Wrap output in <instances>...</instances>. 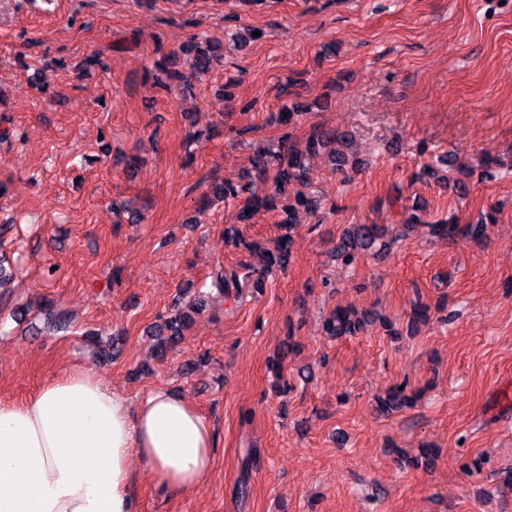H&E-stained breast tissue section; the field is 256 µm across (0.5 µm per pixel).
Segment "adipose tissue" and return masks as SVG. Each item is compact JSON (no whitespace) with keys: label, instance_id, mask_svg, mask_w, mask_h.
<instances>
[{"label":"adipose tissue","instance_id":"1","mask_svg":"<svg viewBox=\"0 0 512 512\" xmlns=\"http://www.w3.org/2000/svg\"><path fill=\"white\" fill-rule=\"evenodd\" d=\"M213 448L212 423L180 394L158 388L133 405L97 373L68 369L0 401V512H137L133 459L176 496L206 479Z\"/></svg>","mask_w":512,"mask_h":512}]
</instances>
